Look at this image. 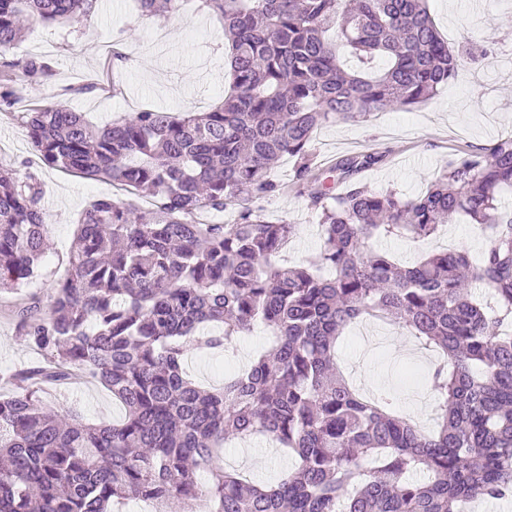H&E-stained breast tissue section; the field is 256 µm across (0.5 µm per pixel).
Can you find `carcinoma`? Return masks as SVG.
<instances>
[{"mask_svg":"<svg viewBox=\"0 0 512 512\" xmlns=\"http://www.w3.org/2000/svg\"><path fill=\"white\" fill-rule=\"evenodd\" d=\"M98 0H0V54L22 39V18L78 22ZM224 23L231 93L206 112L148 109L97 128L55 104L30 108L39 162L105 179L150 201L110 197L83 212L48 314L14 304L17 332L46 353L0 396V512H110L133 495L167 512H464L512 499V137L448 157L427 192L404 200L357 175L383 156L314 161L313 132L336 120L430 100L462 65L426 0H201ZM184 0H138L146 16ZM357 59L344 67L342 50ZM296 159L295 179L319 212L322 247L299 265L277 261L296 225L253 203L279 191L271 172ZM34 182L0 168V291L39 276L51 225ZM204 210L230 211L202 224ZM459 214L488 240L479 262L462 251L401 266L369 246L380 234L429 239ZM331 274L324 276L321 270ZM494 292L484 306L473 288ZM388 321L446 361L430 382L439 424L420 431L336 368L351 323ZM224 333L202 335L208 323ZM256 323L274 337L245 371L210 390L190 381L192 342L228 349ZM82 376L123 406L112 424H85L39 392ZM265 435L298 463L274 484L224 469L231 437Z\"/></svg>","mask_w":512,"mask_h":512,"instance_id":"cac0c4a2","label":"carcinoma"}]
</instances>
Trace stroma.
Wrapping results in <instances>:
<instances>
[{"label": "stroma", "instance_id": "stroma-1", "mask_svg": "<svg viewBox=\"0 0 512 512\" xmlns=\"http://www.w3.org/2000/svg\"><path fill=\"white\" fill-rule=\"evenodd\" d=\"M427 7L451 47L462 49L475 43L481 56L468 58L432 99L409 110L327 123L310 143L318 162L364 151L383 153V163L362 173L360 179L371 189L393 190L406 199L428 189L446 167L449 154L486 148L512 135V52L506 49L512 43V0H428ZM222 30L220 18L197 0L183 15L161 20L142 15L134 0H98L94 12L80 22L29 24L23 40L0 55V77H15L20 97L14 109L0 112V167L12 170L21 181L37 179L45 219L53 226L40 275L29 287L42 306H49L58 282L67 274L76 224L84 209L102 196L140 208L146 202L108 181L27 166L33 151L23 110L62 103L84 112L96 126L143 109L207 111L223 101L227 89ZM109 48L121 51L124 59L111 71L108 84L91 94H77V87L97 72ZM31 59L48 63V75L18 81L21 66ZM295 166L294 158H285L273 174L281 184L279 192L257 202L270 220L298 227L281 254L286 262L315 258L322 245L318 214L300 192ZM450 242L473 258L486 245L481 230L462 216L425 242L389 235L374 239L372 245L405 263ZM271 344L266 328L257 324L236 338L230 352L191 349L184 367L198 384L219 388L229 370H240ZM43 358L42 352L18 336L7 302L0 299V395L13 392V375L39 365ZM437 362L432 347L406 329L378 320L351 325L336 346V363L353 387L369 396H389L399 414L412 417L427 430L436 426L437 405L426 374ZM42 400L51 409L78 414L90 424L117 421L123 415L111 391L89 377L46 387ZM223 460L227 469L267 482L295 466L294 458L260 436L229 439Z\"/></svg>", "mask_w": 512, "mask_h": 512}]
</instances>
